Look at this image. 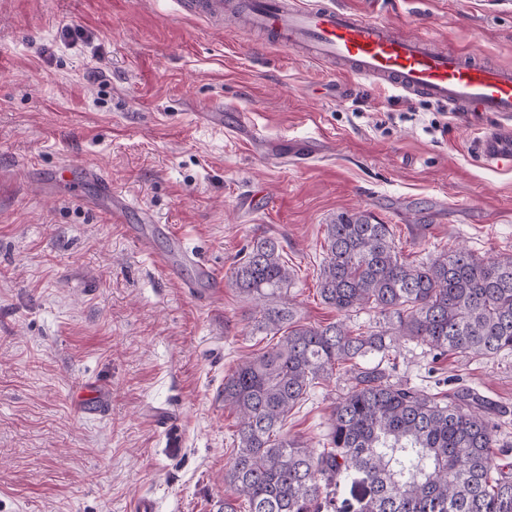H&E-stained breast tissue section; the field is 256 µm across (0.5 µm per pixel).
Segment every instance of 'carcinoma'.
Listing matches in <instances>:
<instances>
[{"label": "carcinoma", "instance_id": "cac0c4a2", "mask_svg": "<svg viewBox=\"0 0 512 512\" xmlns=\"http://www.w3.org/2000/svg\"><path fill=\"white\" fill-rule=\"evenodd\" d=\"M324 249L319 295L342 314L326 325L297 318L276 240L255 237L230 269L229 286L259 307L255 329L280 338L224 376L238 418L224 480L240 501L221 512H512V477L493 456L495 407L469 387L439 398L388 373L401 338L440 354L512 352V255L457 249L408 263L368 213L325 225ZM364 310L382 324L356 333L345 318ZM339 365L352 384L325 441L288 436V413Z\"/></svg>", "mask_w": 512, "mask_h": 512}]
</instances>
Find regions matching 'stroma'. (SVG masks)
<instances>
[{
    "label": "stroma",
    "mask_w": 512,
    "mask_h": 512,
    "mask_svg": "<svg viewBox=\"0 0 512 512\" xmlns=\"http://www.w3.org/2000/svg\"><path fill=\"white\" fill-rule=\"evenodd\" d=\"M408 36L512 64L502 0H334ZM224 106V127L201 120ZM493 116L444 112L185 13L176 0H0V512H219L237 415L224 377L275 336L250 301L164 278L93 202L81 176L173 226L228 275L253 237L275 238L304 322L336 321L318 293L325 226L365 211L417 263L460 247L512 254V166L469 144ZM318 156L287 161L299 144ZM392 381L499 408L495 453L512 464V353L437 356L401 342ZM344 372L318 381L289 434L324 440ZM110 394L87 414L86 389Z\"/></svg>",
    "instance_id": "35a3bbf8"
}]
</instances>
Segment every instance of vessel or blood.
<instances>
[{"label": "vessel or blood", "instance_id": "b4317fda", "mask_svg": "<svg viewBox=\"0 0 512 512\" xmlns=\"http://www.w3.org/2000/svg\"><path fill=\"white\" fill-rule=\"evenodd\" d=\"M180 7L217 23L246 27L340 76L435 102L457 114L489 112L512 119L511 66L481 60L471 50H449L431 36L407 37L392 25L336 6L333 0H182ZM471 148L485 164H512V128L486 131ZM82 174L96 180L112 223L124 225L128 237L151 251L163 275L180 277L188 265L211 294H220L221 278L186 253L181 238L171 236L170 251L154 250L153 216L145 211L139 224H128L133 201L113 190L111 181L95 167L84 168Z\"/></svg>", "mask_w": 512, "mask_h": 512}]
</instances>
